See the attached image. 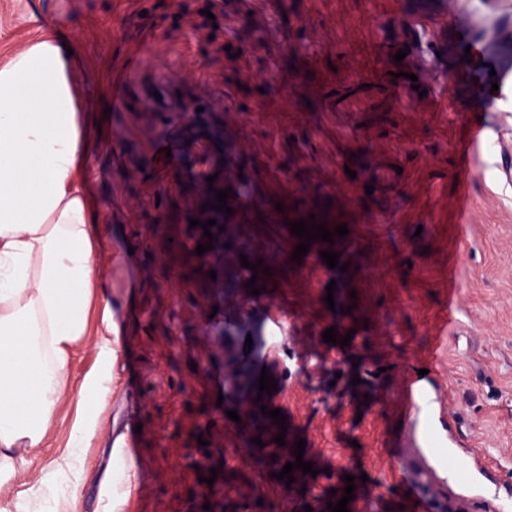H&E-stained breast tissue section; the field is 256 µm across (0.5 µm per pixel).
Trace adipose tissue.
<instances>
[{
	"instance_id": "ef3b65f1",
	"label": "adipose tissue",
	"mask_w": 512,
	"mask_h": 512,
	"mask_svg": "<svg viewBox=\"0 0 512 512\" xmlns=\"http://www.w3.org/2000/svg\"><path fill=\"white\" fill-rule=\"evenodd\" d=\"M79 138L60 50L40 37L0 67V487L38 461L86 335L101 229L77 180ZM135 478L116 436L95 512H125Z\"/></svg>"
}]
</instances>
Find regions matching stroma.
Instances as JSON below:
<instances>
[{
  "instance_id": "1",
  "label": "stroma",
  "mask_w": 512,
  "mask_h": 512,
  "mask_svg": "<svg viewBox=\"0 0 512 512\" xmlns=\"http://www.w3.org/2000/svg\"><path fill=\"white\" fill-rule=\"evenodd\" d=\"M206 2L0 0V65L57 37L101 128L78 155L122 325L85 470L105 464L113 429L131 416L142 432L128 453L137 480L127 512H301L330 500L346 474L356 478L350 512H432L439 494L470 512H512V90L483 111L463 61L466 47L494 48L512 28V0H222L214 25L201 17ZM154 92L178 94L223 134L243 172L236 192L253 207L227 216L192 178L158 179L159 135L181 113L151 108ZM287 197L348 235L293 261L299 237L269 220ZM210 219L219 225L201 257ZM116 247L133 249L139 287ZM328 249L340 268L323 261ZM259 261L269 274L255 275ZM252 277L256 296L244 285ZM99 326L91 308L72 385L98 367ZM330 327L349 344L324 342ZM228 329L266 354L288 439L306 442L315 473L294 470L290 487L276 478L282 456L254 461L226 415L239 401L216 384ZM420 374L431 400L409 415L405 381ZM77 416L66 396L38 464L0 488V508L41 479L39 512L69 491L72 512H93L95 485L54 472Z\"/></svg>"
}]
</instances>
